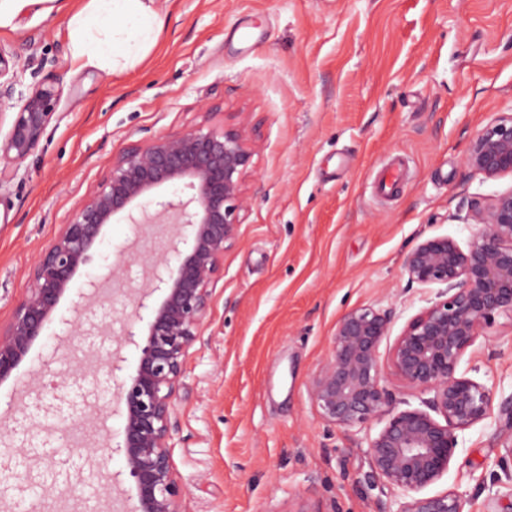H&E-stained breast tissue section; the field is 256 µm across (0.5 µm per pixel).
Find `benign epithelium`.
<instances>
[{"instance_id": "obj_1", "label": "benign epithelium", "mask_w": 512, "mask_h": 512, "mask_svg": "<svg viewBox=\"0 0 512 512\" xmlns=\"http://www.w3.org/2000/svg\"><path fill=\"white\" fill-rule=\"evenodd\" d=\"M15 72L0 50V115L14 110L0 137V173L31 156L61 99L50 79L28 94H15ZM254 149L245 126H199L133 143L112 160L102 183L71 214L38 256L32 284L0 333V386L42 339L72 279L114 219L141 225L135 214L174 213L171 236L175 269L157 272L143 290L138 311L125 320L123 342L138 351L135 374L122 381L117 397L124 408L123 441L100 448L121 455L134 481L138 512H181L184 489L173 469V402L181 388L184 359L200 338L212 287L224 272V252L236 235L244 209L245 178ZM465 167L486 179L512 175V113L500 112L476 130ZM182 184L191 196L168 198L163 190ZM465 224L474 231L463 249L451 237L436 236L404 257L408 281L441 285L439 300L412 316L389 351L388 365L402 381L433 392L427 409L394 407L385 384L379 348L390 336L392 307L363 306L337 322L331 352L313 378L310 395L322 417L339 428L375 418L385 425L367 453L374 482L398 504L396 512H463L453 491L423 496L455 460L458 432L487 419L489 390L459 372L469 347L501 313L512 314V189L477 196L467 205ZM162 292L154 299L155 292ZM147 311L143 319L141 311ZM442 420H437L436 416Z\"/></svg>"}]
</instances>
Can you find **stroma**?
I'll list each match as a JSON object with an SVG mask.
<instances>
[{
    "mask_svg": "<svg viewBox=\"0 0 512 512\" xmlns=\"http://www.w3.org/2000/svg\"><path fill=\"white\" fill-rule=\"evenodd\" d=\"M163 24L147 58L106 73L77 68L66 15L21 14L0 29L17 91L31 64L62 90L34 154L0 177V326L31 286L33 265L130 144L201 125L247 123L256 142L236 237L224 253L200 339L174 402L171 454L183 512H391L369 478L382 421L341 429L310 396L336 323L352 308L395 306L392 334L434 298L409 283L406 253L434 236L466 245L467 202L512 189L464 166L475 130L512 110V0H158ZM215 114H207V107ZM407 176L389 199L374 182L393 159ZM167 237L109 224L72 293L120 251V286L79 326L113 348ZM69 301L0 387V502L53 508L57 489L98 484L97 446L123 439L116 400L134 373L90 369L69 341ZM109 326L111 339L98 335ZM489 389L490 418L458 434L454 462L427 495L459 494L464 512H512V316L502 314L460 366ZM86 423L81 448L58 431Z\"/></svg>",
    "mask_w": 512,
    "mask_h": 512,
    "instance_id": "1",
    "label": "stroma"
}]
</instances>
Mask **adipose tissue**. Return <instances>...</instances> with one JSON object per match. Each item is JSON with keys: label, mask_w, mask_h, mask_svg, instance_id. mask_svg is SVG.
I'll return each mask as SVG.
<instances>
[{"label": "adipose tissue", "mask_w": 512, "mask_h": 512, "mask_svg": "<svg viewBox=\"0 0 512 512\" xmlns=\"http://www.w3.org/2000/svg\"><path fill=\"white\" fill-rule=\"evenodd\" d=\"M161 24L156 0H88L68 21L73 57L108 73L135 65Z\"/></svg>", "instance_id": "obj_1"}]
</instances>
